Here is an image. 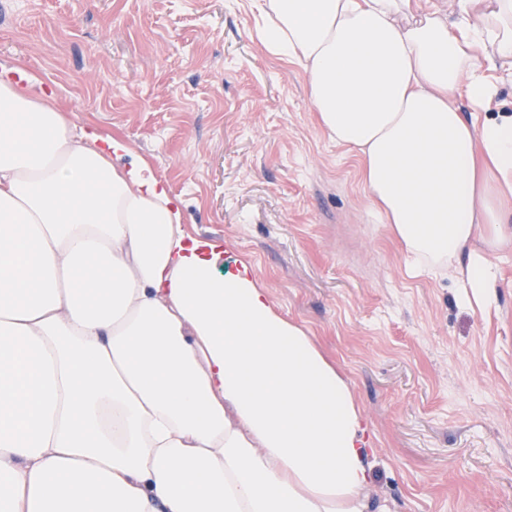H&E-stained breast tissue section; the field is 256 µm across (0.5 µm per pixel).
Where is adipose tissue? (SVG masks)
Returning <instances> with one entry per match:
<instances>
[{
	"label": "adipose tissue",
	"mask_w": 512,
	"mask_h": 512,
	"mask_svg": "<svg viewBox=\"0 0 512 512\" xmlns=\"http://www.w3.org/2000/svg\"><path fill=\"white\" fill-rule=\"evenodd\" d=\"M476 2L257 0V37L304 63L411 272L486 308L512 110L474 115L512 69V0ZM126 153L0 63V512H389L347 381Z\"/></svg>",
	"instance_id": "ef3b65f1"
}]
</instances>
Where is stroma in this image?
Wrapping results in <instances>:
<instances>
[{"mask_svg":"<svg viewBox=\"0 0 512 512\" xmlns=\"http://www.w3.org/2000/svg\"><path fill=\"white\" fill-rule=\"evenodd\" d=\"M255 0H0V59L121 139L183 203L185 231L248 264L348 382L374 504L512 512V245L496 305L414 278L359 158L319 125L296 62L255 36Z\"/></svg>","mask_w":512,"mask_h":512,"instance_id":"obj_1","label":"stroma"}]
</instances>
